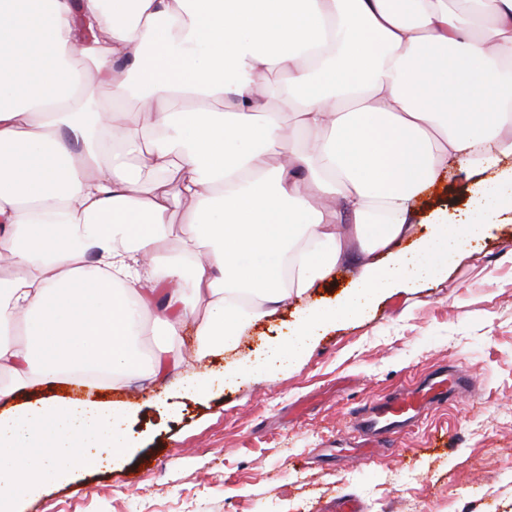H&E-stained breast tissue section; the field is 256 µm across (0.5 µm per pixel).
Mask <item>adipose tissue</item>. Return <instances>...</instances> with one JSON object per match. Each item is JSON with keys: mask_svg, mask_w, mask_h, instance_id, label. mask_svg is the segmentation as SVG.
I'll use <instances>...</instances> for the list:
<instances>
[{"mask_svg": "<svg viewBox=\"0 0 512 512\" xmlns=\"http://www.w3.org/2000/svg\"><path fill=\"white\" fill-rule=\"evenodd\" d=\"M448 2L0 0V367L106 389L159 375L137 357L149 333L173 339L191 321L210 353L297 304L264 358L230 373L266 375L384 289L437 277L512 211V0ZM79 21L94 38L74 42ZM77 54L111 77L109 105L87 107ZM134 98L154 105L147 125L124 124ZM286 137L295 149L268 167ZM83 154L103 157L94 177ZM452 157L497 178L462 219L399 248L412 201ZM174 238L182 254L164 260ZM380 252L388 266L370 263ZM359 261L348 298L307 305Z\"/></svg>", "mask_w": 512, "mask_h": 512, "instance_id": "1", "label": "adipose tissue"}]
</instances>
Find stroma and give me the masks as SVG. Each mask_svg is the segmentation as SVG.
I'll return each mask as SVG.
<instances>
[{
    "label": "stroma",
    "mask_w": 512,
    "mask_h": 512,
    "mask_svg": "<svg viewBox=\"0 0 512 512\" xmlns=\"http://www.w3.org/2000/svg\"><path fill=\"white\" fill-rule=\"evenodd\" d=\"M474 181L461 165L422 194L402 247L431 230L434 212L456 218ZM295 308L256 321L218 356L196 358L193 325L169 355L168 377L216 370L260 354L285 332ZM458 366L471 392L432 407L388 450L359 463L333 457L355 415L399 386ZM0 411L47 398L134 405L142 448L22 499L19 512H512V223L489 225L436 279L381 293L359 319H341L294 368L215 386L204 399L170 397L163 380L135 378L93 395L0 369ZM134 483H123L126 474Z\"/></svg>",
    "instance_id": "1"
}]
</instances>
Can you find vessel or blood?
Listing matches in <instances>:
<instances>
[{"mask_svg": "<svg viewBox=\"0 0 512 512\" xmlns=\"http://www.w3.org/2000/svg\"><path fill=\"white\" fill-rule=\"evenodd\" d=\"M466 374L458 370L435 372L427 381L414 387H403L374 403L356 419L361 443L355 453L372 458L382 446L392 444L397 435L414 426L432 406L448 401L464 391Z\"/></svg>", "mask_w": 512, "mask_h": 512, "instance_id": "b4317fda", "label": "vessel or blood"}]
</instances>
